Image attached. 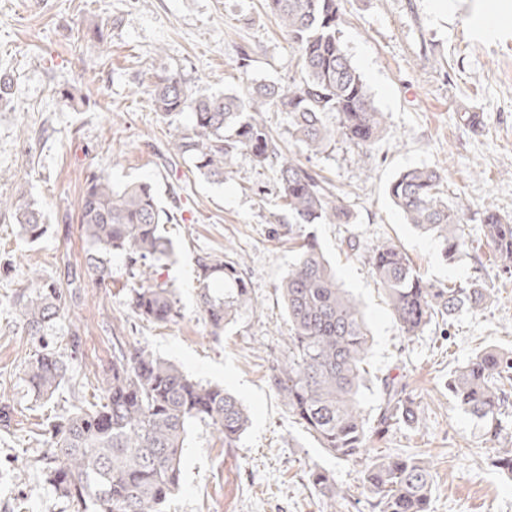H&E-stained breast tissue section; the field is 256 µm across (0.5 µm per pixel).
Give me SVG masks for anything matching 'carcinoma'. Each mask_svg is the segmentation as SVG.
<instances>
[{"instance_id":"1","label":"carcinoma","mask_w":512,"mask_h":512,"mask_svg":"<svg viewBox=\"0 0 512 512\" xmlns=\"http://www.w3.org/2000/svg\"><path fill=\"white\" fill-rule=\"evenodd\" d=\"M283 34L295 49L302 77L287 86L263 82L242 93L193 91L174 74L159 78L156 111L165 116L192 113V124L174 136L175 154L214 183H224L232 160L248 151L258 165L275 168L281 195L294 224H347L350 210L327 187L324 178L283 150L256 114L274 108L288 113L292 138L317 153L336 139L353 143L360 159L386 130L387 117L352 65L339 36L337 0H267ZM335 114V125L326 115ZM440 172L413 168L396 175L388 195L407 223L436 235L442 254L451 260L468 246L459 234L469 205L448 201ZM20 232L35 241L44 232L43 214L25 196L0 199ZM166 213L148 183L122 189L102 175L87 176L79 203V223L88 244L87 269L103 283L111 278L107 256L118 253L136 269L126 304L141 319L164 325L180 316L172 291L152 282L153 262L172 253L163 234ZM484 238L512 276V221L493 206L483 212ZM384 290L392 316L405 336L428 326L446 325L463 311L484 308L489 289L479 281L448 287L425 281L395 244L384 241L367 257ZM199 307L213 335L232 323L240 309L252 304L241 276L242 261L230 254L204 253L196 259ZM224 283V294L210 284ZM288 318V360L272 367L270 383L291 414L338 460L369 455L372 436L393 427L413 426L420 413L407 386L396 378L383 382L382 403L375 418L363 415L360 398L370 336L356 301L340 288L336 274L314 236H301L298 257L280 285ZM66 303L52 278L34 274L15 294L12 308L22 329L41 341L26 366V381L40 399L48 400L68 379L79 338L65 353L45 341ZM448 392L465 413L483 423L485 440L501 442L505 418L512 414V351L487 348L458 367L448 379ZM212 426L231 445L249 426L250 417L236 396L219 385H205L145 348L120 349L98 401L61 417L48 430L49 450L43 470L62 512H164L181 487V465L190 427ZM492 464L512 475V448H498ZM308 482L336 509L343 498L333 476L318 468ZM372 512H430L434 476L426 461L409 456L372 459L364 475Z\"/></svg>"}]
</instances>
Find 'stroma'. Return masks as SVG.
<instances>
[{"instance_id": "stroma-1", "label": "stroma", "mask_w": 512, "mask_h": 512, "mask_svg": "<svg viewBox=\"0 0 512 512\" xmlns=\"http://www.w3.org/2000/svg\"><path fill=\"white\" fill-rule=\"evenodd\" d=\"M502 5L460 0L448 13L434 0H339L341 41L385 112L386 130L363 162L342 140L299 155L352 213L350 223L312 230L371 335L362 410L374 416L383 380L397 377L422 417L418 428L373 437L370 454L430 462L431 512H512V476L492 466L482 426L448 393L451 374L477 352L512 350V278L482 233L485 205L512 218V33L483 41L472 29L473 10L495 14ZM242 48L250 56L245 69ZM170 73L210 93L300 78L265 0H0V77L12 92L0 111V197L26 194L47 224L33 242L0 211V403L12 409L9 427L0 426V512H59L40 464L48 420L91 402L114 351L140 346L197 381L224 386L251 414L231 447L211 426L192 425L181 489L165 512H329L308 483L314 466L343 491L341 512H370L365 461L327 455L269 381L272 366L288 355L277 286L295 259L276 173L241 151L218 185L174 155L170 142L191 115L172 122L156 112L155 84ZM66 88L80 91L84 103L63 98ZM413 167L438 170L449 197L470 205L462 226L469 245L454 262L443 259L434 237L406 224L387 194L389 182ZM92 171L118 189L150 183L170 213L165 231L175 251L157 263L154 277L173 293L181 313L175 322L154 325L129 310L132 270L123 256H110L105 284L87 273L78 205ZM386 240L425 280L483 281L492 303L460 313L448 328L403 336L365 261ZM227 250L243 258L252 304L215 336L199 313L195 261ZM34 270L67 294L55 342L74 333L81 339L69 380L47 402L35 399L25 376L38 342L9 303Z\"/></svg>"}]
</instances>
